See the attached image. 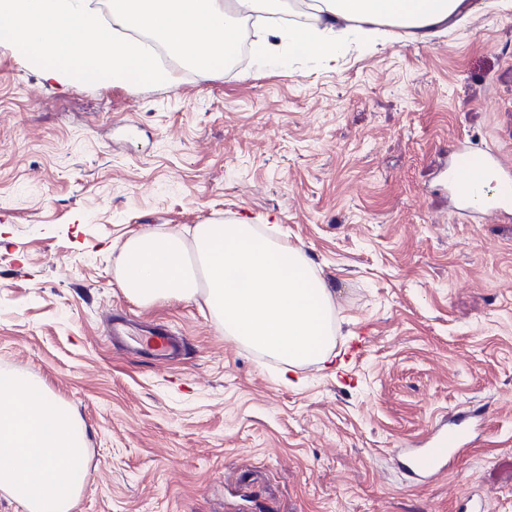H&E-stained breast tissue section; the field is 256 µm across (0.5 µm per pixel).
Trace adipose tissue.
Listing matches in <instances>:
<instances>
[{
	"label": "adipose tissue",
	"instance_id": "obj_1",
	"mask_svg": "<svg viewBox=\"0 0 512 512\" xmlns=\"http://www.w3.org/2000/svg\"><path fill=\"white\" fill-rule=\"evenodd\" d=\"M269 0H108L104 24L90 0H0V45L19 51L27 68L67 89L92 79H171L145 48L153 36L173 55L206 71L227 61L238 40L239 15L262 14ZM301 27L266 25L263 60L287 61L301 49L336 56L354 43L370 47L384 28L404 27L428 41L459 15L467 0H315ZM81 429L66 405L20 374L0 376V491L26 512H73L85 474L73 464Z\"/></svg>",
	"mask_w": 512,
	"mask_h": 512
}]
</instances>
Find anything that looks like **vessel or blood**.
<instances>
[{"instance_id":"b4317fda","label":"vessel or blood","mask_w":512,"mask_h":512,"mask_svg":"<svg viewBox=\"0 0 512 512\" xmlns=\"http://www.w3.org/2000/svg\"><path fill=\"white\" fill-rule=\"evenodd\" d=\"M460 159L453 165L449 187L465 215L499 214L512 219V159L503 157L494 147L482 149L475 164L468 144H460ZM112 341L135 354H147L158 360H171L181 351V339L166 329H155L143 336H130L120 319L112 321ZM470 439L463 419L432 429L428 442L421 447L401 448L397 454L403 468L418 483H426L447 469L448 462Z\"/></svg>"}]
</instances>
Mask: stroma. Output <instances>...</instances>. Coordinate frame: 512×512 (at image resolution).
Returning a JSON list of instances; mask_svg holds the SVG:
<instances>
[{"mask_svg":"<svg viewBox=\"0 0 512 512\" xmlns=\"http://www.w3.org/2000/svg\"><path fill=\"white\" fill-rule=\"evenodd\" d=\"M474 4L280 68L256 28L164 84L55 88L0 47V374L77 412L74 512H512V220L452 223L444 184L458 140L512 153V0ZM264 214L334 292L333 369L284 377L203 298L122 288L129 238ZM117 313L180 356L114 348ZM469 410L481 439L415 485L395 449Z\"/></svg>","mask_w":512,"mask_h":512,"instance_id":"1","label":"stroma"}]
</instances>
